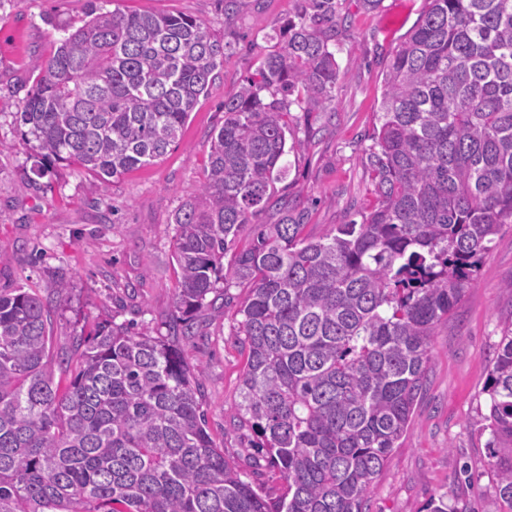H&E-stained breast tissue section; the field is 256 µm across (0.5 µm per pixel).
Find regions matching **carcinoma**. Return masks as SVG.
Here are the masks:
<instances>
[{
	"instance_id": "obj_1",
	"label": "carcinoma",
	"mask_w": 512,
	"mask_h": 512,
	"mask_svg": "<svg viewBox=\"0 0 512 512\" xmlns=\"http://www.w3.org/2000/svg\"><path fill=\"white\" fill-rule=\"evenodd\" d=\"M114 2L86 0L82 25L55 29V53L32 57L19 123L38 177L76 164L107 186L161 159L224 64L206 22ZM312 7L224 99L206 180L174 213L168 335L103 319L59 355L49 301L0 289V512H366L436 331L512 223V0H425L387 66L369 157L377 205L362 222L310 238L285 216L239 250L301 148L290 106L320 107L336 88L335 5ZM299 88L306 98L291 99ZM220 283L251 287L236 420L283 477L274 499L224 459L203 371L178 346ZM484 393L496 493L512 512L511 320Z\"/></svg>"
}]
</instances>
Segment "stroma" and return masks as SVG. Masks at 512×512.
I'll use <instances>...</instances> for the list:
<instances>
[{
	"instance_id": "1",
	"label": "stroma",
	"mask_w": 512,
	"mask_h": 512,
	"mask_svg": "<svg viewBox=\"0 0 512 512\" xmlns=\"http://www.w3.org/2000/svg\"><path fill=\"white\" fill-rule=\"evenodd\" d=\"M339 77L331 101L309 112L291 107L288 123L301 140L289 175L275 186L280 205L257 223H302L318 238L360 220L375 199L369 152L384 75L392 52L419 18L424 0H335ZM86 0H0V287L37 289L51 307L53 346H69L82 326L101 318L166 332L175 313L174 213L199 192L210 136L224 123L221 106L237 95L309 10V0H237L232 20L222 0H121L125 10L182 14L205 21L225 45L224 64L206 98L191 112L182 139L153 164L102 188L79 166L54 165L31 181L33 164L17 113L35 76L32 53L50 55L54 28L78 25ZM66 287H57V277ZM512 224L503 225L475 280L433 338L428 380L414 420L369 493V512H426L447 495L454 512H499L490 470L483 392L502 325L512 319ZM250 296L234 285L216 299L197 336L182 347L206 370L203 403L210 433L244 480L269 497L283 490L279 471L253 447L252 431L234 425L247 352L236 312ZM468 476L458 479L460 467Z\"/></svg>"
}]
</instances>
